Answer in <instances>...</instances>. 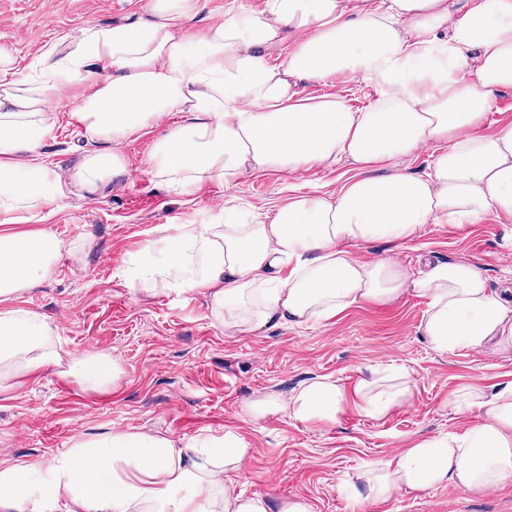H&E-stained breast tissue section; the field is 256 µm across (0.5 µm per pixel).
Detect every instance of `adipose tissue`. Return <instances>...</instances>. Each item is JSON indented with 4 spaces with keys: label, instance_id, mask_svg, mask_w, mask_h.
<instances>
[{
    "label": "adipose tissue",
    "instance_id": "adipose-tissue-1",
    "mask_svg": "<svg viewBox=\"0 0 512 512\" xmlns=\"http://www.w3.org/2000/svg\"><path fill=\"white\" fill-rule=\"evenodd\" d=\"M202 9V0H147L131 22L62 34L32 76L0 46V389L61 363L86 391L120 380L109 353L63 361L40 314L8 308L52 278L62 257L53 233L10 227L50 209L66 184L95 197L127 174L124 142L175 113L179 122L164 126L146 164L185 196L249 172L341 158L360 174L336 195L294 196L264 218L224 208L206 224L160 225L153 242L128 254L132 288L202 294L215 321L236 332L319 323L410 290L428 301L421 332L434 349L491 339L512 347V309L475 265L437 262L413 276L391 259L361 262L350 251L412 238L429 224L512 219V121L484 129L496 93L512 89V0H265L261 12L230 10L200 32L191 23ZM283 46L286 59L272 63ZM341 73L376 87L367 108L297 89ZM65 100L96 144L66 175L40 160L53 132L47 107ZM424 147L433 150L429 172H408L404 159ZM411 396L408 383L372 373L350 390L320 377L248 412L332 423L351 407L380 419ZM448 406L484 418L372 462L369 498L512 484V383L452 392ZM251 453L232 429L185 444L142 431L79 434L46 463L0 454V512H311L300 496L274 507L234 492L224 477Z\"/></svg>",
    "mask_w": 512,
    "mask_h": 512
}]
</instances>
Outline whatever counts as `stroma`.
<instances>
[{
  "mask_svg": "<svg viewBox=\"0 0 512 512\" xmlns=\"http://www.w3.org/2000/svg\"><path fill=\"white\" fill-rule=\"evenodd\" d=\"M145 2L0 0V44L15 49L24 72L60 34L125 23L142 13ZM298 89L310 97L338 94L355 108L376 96L348 73L305 81ZM72 111L65 104L50 109L55 128L41 151L47 165L69 167L93 148ZM163 131L160 125L147 129L124 145L129 175L102 195L88 199L76 188L65 189L40 222L62 243L57 273L13 302L44 316L62 358L109 352L124 370L120 381L90 392L52 368L0 393V448L46 463L81 433L140 430L185 442L230 428L252 453L225 480L247 496L276 503L298 495L312 512H512V485L478 492L443 484L374 503L364 495L362 478L368 462L392 456L416 438L461 433L481 421L477 412H451L448 397L462 387L488 391L512 381L511 347L492 342L476 350H435L420 332L427 303L410 291L323 324H270L240 333L215 322L203 295H144L129 287L127 254L154 239L159 225L206 222L225 206L267 214L294 191L333 195L357 174L342 159L310 171L252 173L229 188L207 184L181 196L146 165ZM82 237L92 240L91 250L70 257ZM353 253L363 262L389 258L411 272L429 260L470 262L490 291L512 304V222L490 217L462 226L430 224L415 240L360 244ZM370 368L406 371L410 401L380 419L349 407L336 422L314 425L285 415L256 420L246 411L255 399L290 393L319 376L352 387Z\"/></svg>",
  "mask_w": 512,
  "mask_h": 512,
  "instance_id": "obj_1",
  "label": "stroma"
}]
</instances>
